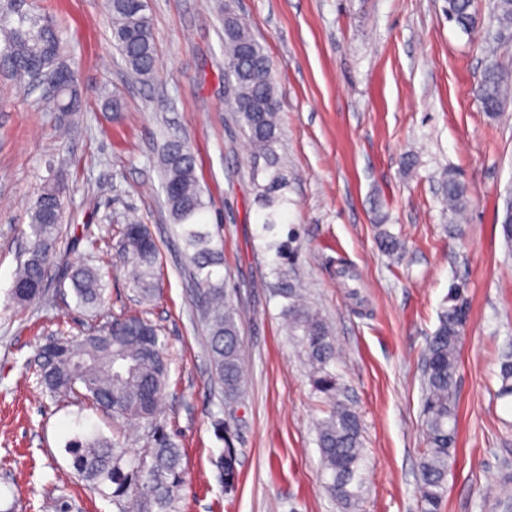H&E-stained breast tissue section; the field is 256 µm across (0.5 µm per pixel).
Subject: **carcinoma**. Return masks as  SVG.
Listing matches in <instances>:
<instances>
[{"instance_id":"obj_1","label":"carcinoma","mask_w":512,"mask_h":512,"mask_svg":"<svg viewBox=\"0 0 512 512\" xmlns=\"http://www.w3.org/2000/svg\"><path fill=\"white\" fill-rule=\"evenodd\" d=\"M472 0H448V21L462 31L475 24ZM112 44L128 73L141 83L149 82L158 54L146 0H109ZM224 83L230 93V111L246 130L254 158L264 161L252 176L262 202L259 223L271 228L283 223L288 206V171L277 155L281 141L279 101L271 60L264 46L251 34L230 4L224 0ZM489 24H512V0H495ZM4 47L0 68L19 82L32 77L34 69L63 77L45 89L43 101L52 112H79L82 101L75 83L64 79L72 69L60 63L62 41L49 22L21 17L17 25L3 28ZM476 96L491 119L500 117L512 98V80L497 62L484 69ZM166 205L174 224L180 227L194 297L206 333L212 378L224 392L227 404L244 394L239 340V314L219 275L221 252L209 229L208 203L196 175V158L189 143L170 139L162 156ZM442 199L452 212L464 209L469 188L455 175L443 177ZM63 214L58 186L50 181L31 213L27 247L10 288L18 305L42 297L47 272L53 263ZM119 259L126 267L138 297L152 300L157 292L156 268L159 248L146 225L130 220L120 230ZM76 305L93 310L100 306L103 288L96 269L89 266L64 269ZM286 300L282 313L296 336L299 350L313 368L312 384L330 405L328 416L316 428L326 490L345 507L360 497L363 451L358 413L336 382L330 366L336 359L334 338L319 313L308 306L298 289L281 291ZM468 314L464 289L455 285L448 292V306L439 315L424 354V443L419 482L422 512H440L455 462L457 444L455 392L463 318ZM158 329L139 315L105 316L80 337H58L40 347L33 373L53 398L89 402L106 413L143 422L150 428L147 447L134 452L125 438L99 433L77 434L65 443L75 470L95 490L112 487L117 512H178L183 487L182 452L158 421L160 401L168 380V365ZM499 395L512 397V354L500 361ZM216 467L231 490L237 480V452L224 449Z\"/></svg>"}]
</instances>
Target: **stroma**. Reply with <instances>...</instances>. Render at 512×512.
Wrapping results in <instances>:
<instances>
[{"instance_id":"1","label":"stroma","mask_w":512,"mask_h":512,"mask_svg":"<svg viewBox=\"0 0 512 512\" xmlns=\"http://www.w3.org/2000/svg\"><path fill=\"white\" fill-rule=\"evenodd\" d=\"M159 55L153 80L130 82L112 47L106 0H0V12L54 22L76 75L82 111H43L38 92L0 71V512H43L47 497L70 512H117L72 467L67 438L130 435L115 420L50 397L31 363L57 330L82 335L91 315L71 285L50 279L43 299L8 293L31 210L47 180L62 191L55 268L88 265L104 308L147 313L170 358L160 420L180 442L181 512H343L324 487L316 423L327 405L312 387L277 296L278 244L290 276L328 324L331 366L359 414L365 484L354 512H421L422 361L452 283L465 281L470 313L459 355L456 461L442 512H496L512 490V398L497 396L499 359L512 347V246L497 219L512 189V103L497 119L474 95L489 39L512 74V30L487 24L490 0L462 32L446 0H234L273 64L288 165V221L266 231L250 178L247 136L226 104L220 0H147ZM121 99L124 109H107ZM187 139L220 235L224 284L240 312L245 396L227 408L210 378L161 187L160 155ZM453 173L472 195L444 210L440 182ZM159 247L160 293L141 304L117 259L128 215ZM398 236L384 253L379 231ZM229 418L226 439L213 428ZM236 448L239 480L225 492L215 466Z\"/></svg>"}]
</instances>
